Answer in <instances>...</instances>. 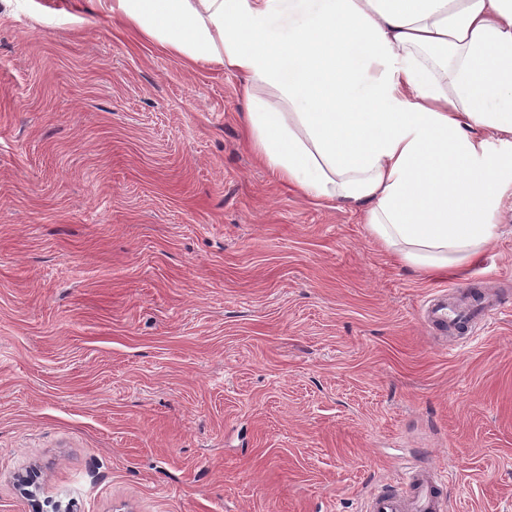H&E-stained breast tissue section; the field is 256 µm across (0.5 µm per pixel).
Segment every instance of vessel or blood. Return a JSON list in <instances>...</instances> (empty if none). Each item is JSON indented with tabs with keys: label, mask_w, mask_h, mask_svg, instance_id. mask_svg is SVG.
I'll list each match as a JSON object with an SVG mask.
<instances>
[{
	"label": "vessel or blood",
	"mask_w": 512,
	"mask_h": 512,
	"mask_svg": "<svg viewBox=\"0 0 512 512\" xmlns=\"http://www.w3.org/2000/svg\"><path fill=\"white\" fill-rule=\"evenodd\" d=\"M498 308L495 300L479 302L468 310L446 302L427 307L424 318L441 333L467 339L473 336L476 326L485 323ZM402 485L399 491L381 489L372 493L365 502L364 512H443L440 484L431 470L407 468Z\"/></svg>",
	"instance_id": "1"
}]
</instances>
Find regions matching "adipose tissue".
<instances>
[{"label":"adipose tissue","instance_id":"ef3b65f1","mask_svg":"<svg viewBox=\"0 0 512 512\" xmlns=\"http://www.w3.org/2000/svg\"><path fill=\"white\" fill-rule=\"evenodd\" d=\"M246 81L258 160L361 212L424 271L462 273L512 200V0H98Z\"/></svg>","mask_w":512,"mask_h":512}]
</instances>
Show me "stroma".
I'll list each match as a JSON object with an SVG mask.
<instances>
[{"label":"stroma","instance_id":"35a3bbf8","mask_svg":"<svg viewBox=\"0 0 512 512\" xmlns=\"http://www.w3.org/2000/svg\"><path fill=\"white\" fill-rule=\"evenodd\" d=\"M242 86L0 0V512H362L413 463L512 512V208L427 275L255 160ZM436 294L505 305L459 343Z\"/></svg>","mask_w":512,"mask_h":512}]
</instances>
